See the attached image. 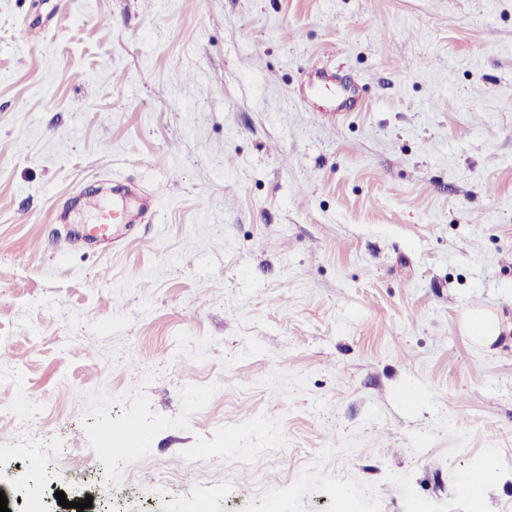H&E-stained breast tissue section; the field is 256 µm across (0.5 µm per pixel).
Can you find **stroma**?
<instances>
[{"instance_id": "obj_1", "label": "stroma", "mask_w": 512, "mask_h": 512, "mask_svg": "<svg viewBox=\"0 0 512 512\" xmlns=\"http://www.w3.org/2000/svg\"><path fill=\"white\" fill-rule=\"evenodd\" d=\"M0 338L1 482L512 512V0H0ZM86 206H95L100 209L102 223L93 225L87 228L86 239L92 242H98L103 240H109L112 243L113 249L119 246L118 239L110 235V228L112 225L108 224V221L112 219V223L120 221V214L112 208V212H106L104 208L100 207L98 198H89L86 200ZM469 332L478 339L489 341L497 333V323L483 312H473L468 320ZM499 471L493 459L488 460L484 467L478 472H472L464 475L462 481L477 491L480 497L482 488L491 482H494L499 477Z\"/></svg>"}]
</instances>
